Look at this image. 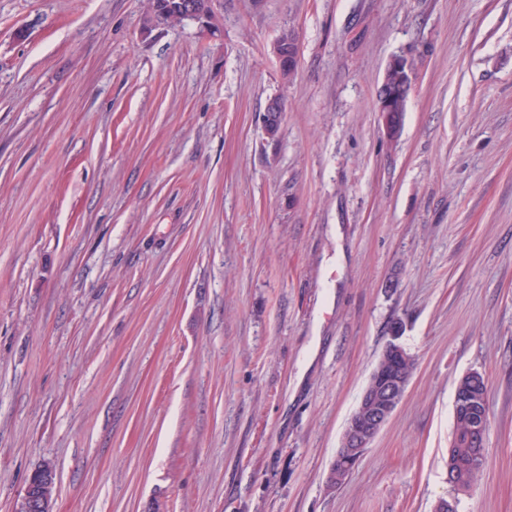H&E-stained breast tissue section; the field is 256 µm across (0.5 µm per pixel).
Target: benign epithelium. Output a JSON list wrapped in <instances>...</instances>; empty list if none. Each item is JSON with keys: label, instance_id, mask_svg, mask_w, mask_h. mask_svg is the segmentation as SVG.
Here are the masks:
<instances>
[{"label": "benign epithelium", "instance_id": "obj_1", "mask_svg": "<svg viewBox=\"0 0 512 512\" xmlns=\"http://www.w3.org/2000/svg\"><path fill=\"white\" fill-rule=\"evenodd\" d=\"M155 6L157 12L162 14L169 11L195 16L199 14L196 4L191 0H178L176 4L170 0H159ZM390 65L397 69L400 83L396 87L391 86L386 80L380 84L377 94L381 109L389 107L395 96L402 94L407 97L412 90L411 62L405 57L396 56L391 59ZM402 335V326L394 324L390 330V340L381 356L385 361L384 370L370 377L358 406L344 429L339 451L329 472V479L333 484H341L349 473L348 466L361 458L406 392L409 378L399 370L400 363L406 358V350L401 342ZM483 384L484 377L481 374H467L466 384H459L456 387L454 403L466 407L475 405L478 403ZM55 478L56 473L51 466H41L37 475L25 486L15 512H52L53 500L49 497V490Z\"/></svg>", "mask_w": 512, "mask_h": 512}]
</instances>
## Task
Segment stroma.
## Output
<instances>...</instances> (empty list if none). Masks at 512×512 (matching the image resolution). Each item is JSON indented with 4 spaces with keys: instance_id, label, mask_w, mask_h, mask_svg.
Returning a JSON list of instances; mask_svg holds the SVG:
<instances>
[{
    "instance_id": "1",
    "label": "stroma",
    "mask_w": 512,
    "mask_h": 512,
    "mask_svg": "<svg viewBox=\"0 0 512 512\" xmlns=\"http://www.w3.org/2000/svg\"><path fill=\"white\" fill-rule=\"evenodd\" d=\"M214 10L213 36L150 0H0V512L47 463L53 512H512V0ZM396 321L413 377L330 484ZM389 64L393 68L397 69L400 76V83L396 87L390 86L387 80L394 81L397 72L393 71L388 65L385 70L387 80L385 79L380 84L377 91L379 108L382 109L385 107V110L384 112H382V115H386L387 112H390L389 106L395 96L404 94L406 99H408L413 84V67L411 62L407 58L402 56H396L393 59H391ZM467 384H458L455 391L454 405H464L466 407L473 406L478 403L480 390L484 384V377L477 373L471 372L467 374ZM460 462L466 467L463 484L469 489L478 479L485 464L484 448H475L473 445L460 440L454 448Z\"/></svg>"
}]
</instances>
